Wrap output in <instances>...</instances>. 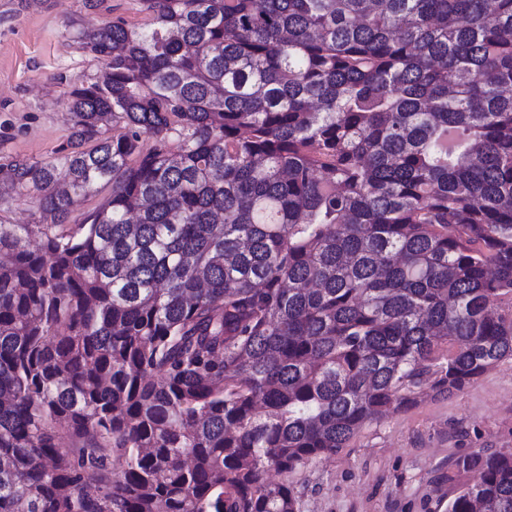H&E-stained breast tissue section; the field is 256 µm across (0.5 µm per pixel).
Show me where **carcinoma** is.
<instances>
[{
  "label": "carcinoma",
  "mask_w": 512,
  "mask_h": 512,
  "mask_svg": "<svg viewBox=\"0 0 512 512\" xmlns=\"http://www.w3.org/2000/svg\"><path fill=\"white\" fill-rule=\"evenodd\" d=\"M140 4L0 165V512H297L270 471L512 357V0ZM454 467L512 512V449ZM0 214L6 216L14 224H30L39 217L38 205L35 199L19 197L11 191L1 188L0 178ZM110 195L111 187L106 186L101 189L97 195L90 197L81 203V205L72 212L68 221L66 222L67 228L76 230L78 227L77 225L82 223L85 215L99 207V205L102 204Z\"/></svg>",
  "instance_id": "carcinoma-1"
}]
</instances>
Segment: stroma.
<instances>
[{
    "label": "stroma",
    "instance_id": "1",
    "mask_svg": "<svg viewBox=\"0 0 512 512\" xmlns=\"http://www.w3.org/2000/svg\"><path fill=\"white\" fill-rule=\"evenodd\" d=\"M122 18L140 27L138 0H0V164L54 158L73 132L71 86L101 78L82 35ZM512 449V359L452 395H425L367 423L335 454L271 478L298 512H445L448 468L473 453Z\"/></svg>",
    "mask_w": 512,
    "mask_h": 512
}]
</instances>
